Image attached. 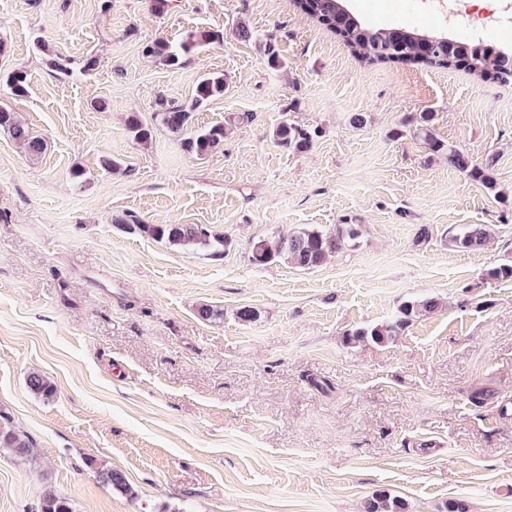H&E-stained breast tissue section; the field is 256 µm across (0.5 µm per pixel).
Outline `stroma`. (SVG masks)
Returning <instances> with one entry per match:
<instances>
[{
    "label": "stroma",
    "instance_id": "35a3bbf8",
    "mask_svg": "<svg viewBox=\"0 0 512 512\" xmlns=\"http://www.w3.org/2000/svg\"><path fill=\"white\" fill-rule=\"evenodd\" d=\"M409 3L346 5L447 30ZM203 29L222 45L179 66L143 53ZM0 44V108L47 144L30 156L0 133V412L34 442L28 460L0 448V512H41L50 492L73 512H366L382 494L406 512H512V281L487 277L512 263V85L363 64L292 0H0ZM208 73L224 94L193 122L224 125L222 147L134 140L130 113L151 123ZM285 121L314 132L308 151L275 143ZM424 124L491 165L495 190L431 154ZM125 215L225 243L172 246ZM339 224L359 235L320 266L250 259L259 239ZM469 224L487 245L453 247ZM427 297L394 340H349ZM205 304L223 318L202 320ZM110 468L131 493L102 482Z\"/></svg>",
    "mask_w": 512,
    "mask_h": 512
}]
</instances>
